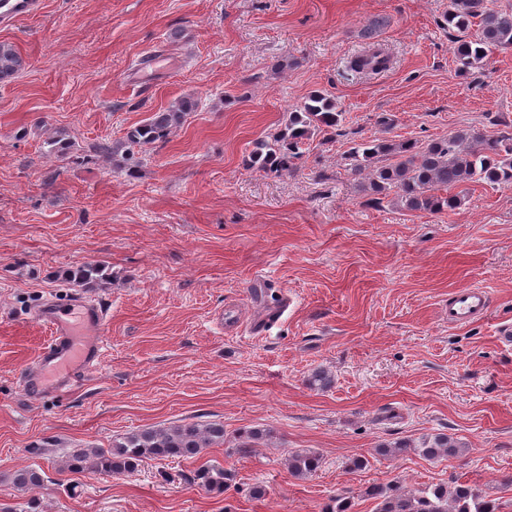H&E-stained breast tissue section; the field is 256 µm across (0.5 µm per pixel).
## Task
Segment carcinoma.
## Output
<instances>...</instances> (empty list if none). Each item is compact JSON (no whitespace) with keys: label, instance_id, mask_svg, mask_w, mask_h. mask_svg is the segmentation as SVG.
Returning a JSON list of instances; mask_svg holds the SVG:
<instances>
[{"label":"carcinoma","instance_id":"1","mask_svg":"<svg viewBox=\"0 0 512 512\" xmlns=\"http://www.w3.org/2000/svg\"><path fill=\"white\" fill-rule=\"evenodd\" d=\"M444 25L457 33L454 57L460 75L477 67L492 48L512 47V11L498 9L493 0H449ZM388 59L378 49H370L354 66L361 70L382 71ZM23 61L12 45L0 43V80L13 76ZM198 101L183 97L151 114L126 133V143L140 148L167 140L172 131L195 111ZM343 112L329 95L314 91L293 112L288 122L269 134L246 160L250 167L282 173L293 167L302 145L315 133L342 135ZM350 170L366 174L365 190L385 197L396 193L410 211L436 212L456 209L474 184L512 186V126L493 135L471 128L457 129L447 137L420 144L387 139H362L346 152ZM99 274V268L83 265L70 280L85 286ZM224 444V424L185 422L162 429L133 433L109 449L82 448L62 463L60 470L120 474L137 466L145 457L189 458L205 448ZM461 445L446 434H436L415 449L434 459L458 453ZM289 473L305 478L319 467L316 455L306 451L288 454ZM208 491L224 490V470L201 467L196 473ZM42 471L26 467L18 470L13 483L21 489L38 487ZM364 495L377 501L376 512H501L499 504L482 495L474 485L454 482V486L428 487L402 492L393 486H372Z\"/></svg>","mask_w":512,"mask_h":512}]
</instances>
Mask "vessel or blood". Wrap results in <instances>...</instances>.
<instances>
[{
  "mask_svg": "<svg viewBox=\"0 0 512 512\" xmlns=\"http://www.w3.org/2000/svg\"><path fill=\"white\" fill-rule=\"evenodd\" d=\"M38 0H0V25H12L35 14ZM486 292L468 287L454 291L448 301V323L462 326L487 315ZM109 310L99 300L76 299L62 306L56 298L43 301L35 314L48 329L50 339L35 361L33 373L25 375L24 390L33 396L55 395L71 389L100 359Z\"/></svg>",
  "mask_w": 512,
  "mask_h": 512,
  "instance_id": "obj_1",
  "label": "vessel or blood"
}]
</instances>
